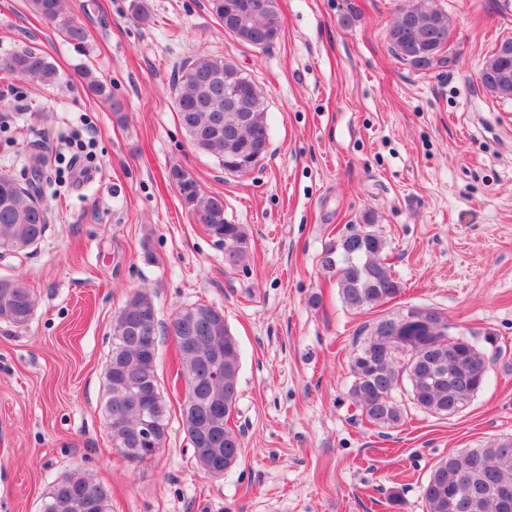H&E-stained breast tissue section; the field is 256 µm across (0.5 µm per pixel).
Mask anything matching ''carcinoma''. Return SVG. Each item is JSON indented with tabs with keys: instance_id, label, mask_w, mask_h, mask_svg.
Instances as JSON below:
<instances>
[{
	"instance_id": "1",
	"label": "carcinoma",
	"mask_w": 512,
	"mask_h": 512,
	"mask_svg": "<svg viewBox=\"0 0 512 512\" xmlns=\"http://www.w3.org/2000/svg\"><path fill=\"white\" fill-rule=\"evenodd\" d=\"M32 12L54 24L69 41L81 44L86 32L73 19L65 16V0H28ZM282 18L279 8L272 4L262 15L248 25L237 28L232 35L244 44L261 42L272 45L279 37ZM453 28L452 17L437 7L434 0H410L391 24L387 39L391 53L401 62L416 70H430L446 62L445 39ZM0 69L25 81L55 85L59 76L55 66L39 50L25 49L0 59ZM481 71L486 79L485 90L501 97H512V36L496 38L488 52ZM83 78L91 92L108 103L118 113L122 106L112 98L109 86L86 70ZM254 81L239 76V70L224 65L221 58L197 57L185 63L176 89L177 113L182 128L191 139L203 146L201 152L224 161V168L233 169L246 154L245 146L267 152L270 128L264 102L253 90ZM238 89L250 104L258 119L248 126L238 123V113L224 111V88ZM221 125L235 127L237 139L228 142L224 133L211 132L215 117ZM31 178L23 183L8 173H0V252L15 243L32 248L43 237L47 227V208L41 199L42 164L29 161ZM170 178L177 185L182 204L192 218L203 214L207 220L203 229L224 245L225 261L238 267L250 259L248 233L242 224H232L224 216V199L203 192L189 171L175 167ZM373 218L354 229L369 239L371 245L354 248L351 235L342 236L336 249L327 250L321 260L323 267L336 271L337 286L345 304L357 311L371 309L381 301L396 296L400 282L390 269L380 262L379 255L386 248L385 239L371 230ZM5 298L7 309L0 308V320L15 327L26 326L36 306L33 290L21 279H0V298ZM184 325H170L157 317L152 296L138 291L129 296L112 325V345L106 366L116 363L152 381L155 390L150 406L158 423L159 440H137L139 431L138 407L134 402L133 384L110 371V396L105 405L106 430L114 448L129 464L139 465L153 460L165 444L170 426V412L161 391L159 360L144 356L141 345L130 334L131 323L146 322L149 335L173 332L179 354V372L185 383L183 401L207 408L209 393L220 397L214 414L222 459L239 461L242 439L231 426L237 413L238 375L241 368L240 346L224 319V311L214 306L194 303L184 306ZM392 332L381 331L384 321L377 322L361 342L358 352L380 349L383 356L359 367L350 364L354 376L352 395L361 407L367 421L380 428H395L403 420V412L394 393L400 382H407L413 401L429 414L446 416L449 407L460 400L463 393L479 392L487 383L486 353L476 343L457 344L459 354L449 372L440 376L433 370L439 362H448V336L452 326L448 319L431 308H411L403 314L388 318ZM224 352V380L201 385L193 376H204L216 346ZM453 474L463 477L465 485L480 490L476 501L459 492L448 495V478ZM67 484L77 491L90 490L98 503L96 512H111L108 491L88 474L73 471L57 478L45 494L44 503L54 502L58 486ZM512 485V436H503L488 442L482 448L451 452L432 468L421 497L425 512H500L499 487Z\"/></svg>"
}]
</instances>
